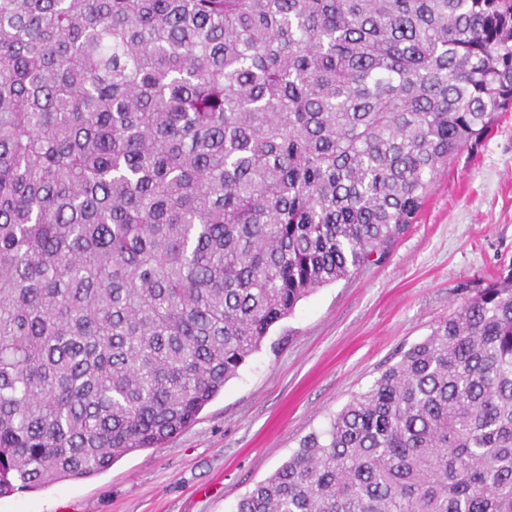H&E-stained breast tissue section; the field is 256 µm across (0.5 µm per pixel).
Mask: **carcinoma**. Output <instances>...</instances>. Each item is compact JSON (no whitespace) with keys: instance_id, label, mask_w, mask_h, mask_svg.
I'll return each instance as SVG.
<instances>
[{"instance_id":"cac0c4a2","label":"carcinoma","mask_w":512,"mask_h":512,"mask_svg":"<svg viewBox=\"0 0 512 512\" xmlns=\"http://www.w3.org/2000/svg\"><path fill=\"white\" fill-rule=\"evenodd\" d=\"M512 107V0H0V497L185 429ZM236 512H512V273Z\"/></svg>"}]
</instances>
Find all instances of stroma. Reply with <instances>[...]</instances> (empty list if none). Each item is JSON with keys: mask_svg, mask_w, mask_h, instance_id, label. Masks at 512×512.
<instances>
[{"mask_svg": "<svg viewBox=\"0 0 512 512\" xmlns=\"http://www.w3.org/2000/svg\"><path fill=\"white\" fill-rule=\"evenodd\" d=\"M512 272V110L438 165L384 256L316 289L178 436L107 471L0 498V512H235L472 289Z\"/></svg>", "mask_w": 512, "mask_h": 512, "instance_id": "obj_1", "label": "stroma"}]
</instances>
